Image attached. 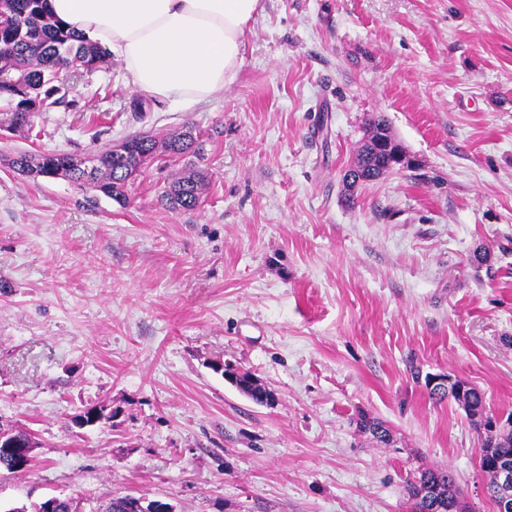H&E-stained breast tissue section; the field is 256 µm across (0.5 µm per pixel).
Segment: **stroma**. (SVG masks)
Instances as JSON below:
<instances>
[{
	"mask_svg": "<svg viewBox=\"0 0 512 512\" xmlns=\"http://www.w3.org/2000/svg\"><path fill=\"white\" fill-rule=\"evenodd\" d=\"M67 85L29 137L0 138V428L35 442L29 470L0 473V507L413 512L408 483L441 466L469 512H494L476 430L423 378L512 413V0H261L212 100L145 96L115 60ZM379 113L421 172L346 200ZM186 125L203 157L148 166L123 205L5 162ZM195 165L199 207L163 206ZM90 408L108 420L77 425Z\"/></svg>",
	"mask_w": 512,
	"mask_h": 512,
	"instance_id": "1",
	"label": "stroma"
}]
</instances>
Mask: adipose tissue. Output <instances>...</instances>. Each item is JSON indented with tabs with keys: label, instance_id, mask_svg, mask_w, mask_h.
Returning a JSON list of instances; mask_svg holds the SVG:
<instances>
[{
	"label": "adipose tissue",
	"instance_id": "1",
	"mask_svg": "<svg viewBox=\"0 0 512 512\" xmlns=\"http://www.w3.org/2000/svg\"><path fill=\"white\" fill-rule=\"evenodd\" d=\"M46 8L106 47L138 92L196 103L235 81L260 0H46Z\"/></svg>",
	"mask_w": 512,
	"mask_h": 512
}]
</instances>
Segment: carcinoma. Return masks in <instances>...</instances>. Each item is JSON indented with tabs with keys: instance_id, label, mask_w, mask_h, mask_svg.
Wrapping results in <instances>:
<instances>
[{
	"instance_id": "cac0c4a2",
	"label": "carcinoma",
	"mask_w": 512,
	"mask_h": 512,
	"mask_svg": "<svg viewBox=\"0 0 512 512\" xmlns=\"http://www.w3.org/2000/svg\"><path fill=\"white\" fill-rule=\"evenodd\" d=\"M43 0H0V97L7 106L6 129L24 136L32 128V118L65 102L63 75L91 71L109 62L106 48L83 39L58 20L46 14ZM386 137L391 147L400 143L391 133L387 119L378 114L370 123L366 144L356 160V169L348 174L362 181L377 179L390 155L368 150L374 139ZM203 151V140L193 127L169 133L161 138L154 135H134L121 144L94 153V165H85V158L57 150L31 153L17 150L9 159L13 172L29 178H51L61 174L71 181L126 203L128 187L141 175L150 160L167 162L180 155ZM206 183V172L193 167L167 182L161 200L172 210L190 211L200 202ZM430 398L442 402L452 398L465 409L481 437L479 457L486 459L504 451L512 452V428L495 430L490 427L484 396L463 379H454L443 390H429ZM362 428L383 444L390 441L389 428L375 418L361 421ZM454 512H464L455 488L452 473L444 468H429L420 472L418 480L409 485L415 512H426L428 494ZM139 497L114 496L94 512H137Z\"/></svg>"
}]
</instances>
